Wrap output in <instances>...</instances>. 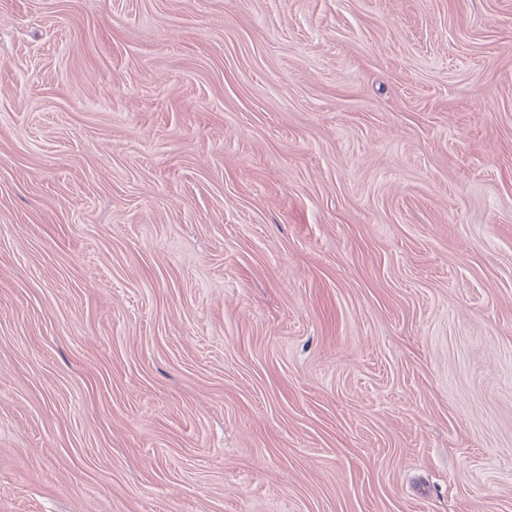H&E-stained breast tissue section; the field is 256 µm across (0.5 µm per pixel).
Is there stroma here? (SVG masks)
I'll return each mask as SVG.
<instances>
[{
    "mask_svg": "<svg viewBox=\"0 0 512 512\" xmlns=\"http://www.w3.org/2000/svg\"><path fill=\"white\" fill-rule=\"evenodd\" d=\"M0 512H512V0H0Z\"/></svg>",
    "mask_w": 512,
    "mask_h": 512,
    "instance_id": "stroma-1",
    "label": "stroma"
}]
</instances>
